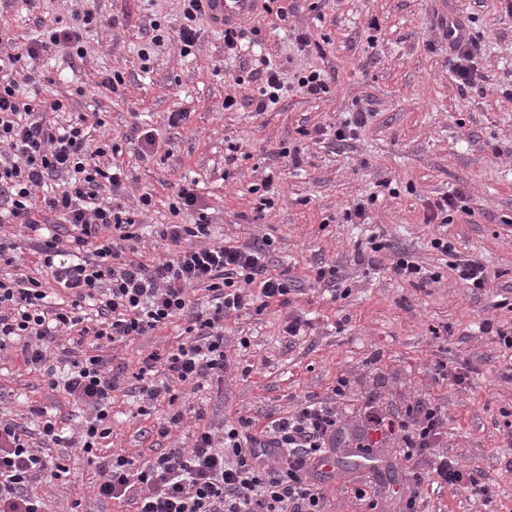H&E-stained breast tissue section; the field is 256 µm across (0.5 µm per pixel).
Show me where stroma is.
I'll use <instances>...</instances> for the list:
<instances>
[{"instance_id": "stroma-1", "label": "stroma", "mask_w": 512, "mask_h": 512, "mask_svg": "<svg viewBox=\"0 0 512 512\" xmlns=\"http://www.w3.org/2000/svg\"><path fill=\"white\" fill-rule=\"evenodd\" d=\"M277 12L258 11L244 22L255 31L256 54L269 58L292 82L300 69H320L329 91L310 96L286 93L265 112L256 111L260 84L249 58L224 53V32L201 23L190 54L171 40L141 62L139 52L153 23L176 29L184 21V0H0V28L24 40L41 25L68 19L71 10L93 12L99 24L86 36V55L62 49L36 61L44 77L42 95L63 103L50 120L65 123L85 115L91 139L110 134L120 147L109 163L125 171L124 203L136 207L143 192L153 195L139 214L145 259L165 257L163 225L192 224L206 217L210 242H246L269 237L270 269L294 280L287 303L228 317V342L251 341L223 382L183 388L175 406L158 402L139 415L138 391L122 385L112 394V438L103 455L133 458L149 449L192 444L196 427L223 429L239 416L257 427L287 416L309 397L327 398L338 378L360 390H375L393 409L414 395L430 397L448 410L441 454L480 468L488 478L489 504L469 498L457 486L424 483L419 512H512V446L504 413L512 410V378L502 372L503 349L481 330L492 319L512 329V12L505 0H277ZM461 17L477 42L479 84L463 89L448 63V44L437 26L440 8ZM310 38L301 48L299 34ZM121 74L116 90L104 87ZM235 104L225 107L226 97ZM172 112L187 113L177 127ZM353 112L368 113L365 126L339 142L334 131ZM155 130L162 145L140 157L137 128ZM298 147L299 160L282 158ZM273 176L271 208L259 209L251 186ZM194 182L200 210L172 214L179 184ZM462 192L463 208L447 224L428 222L430 207ZM365 205L368 219L353 224L349 209ZM378 236L412 255L434 280L412 284L386 270L358 263L356 253ZM445 238L459 253L482 256L491 275L487 288H465L451 258L433 249ZM336 265L347 297L335 299L316 281V269ZM292 314L310 321L305 336L288 342L283 327ZM183 322L152 336L111 346L113 364L135 371L141 357L183 342ZM448 330L451 340L435 338ZM465 363L469 383L438 378L436 361ZM176 409L183 423L171 439L152 428ZM76 428V412L60 393L41 385L16 345L0 349V417L17 419L37 432L40 411ZM67 477L37 488L50 495L51 512H132L131 506L100 501L92 491L98 472L77 448H52ZM366 474L326 472L322 483L329 512H395L379 500L369 510L355 490Z\"/></svg>"}]
</instances>
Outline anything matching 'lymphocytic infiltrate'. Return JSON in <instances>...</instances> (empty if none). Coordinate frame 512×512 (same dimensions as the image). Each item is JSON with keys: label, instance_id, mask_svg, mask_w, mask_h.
<instances>
[{"label": "lymphocytic infiltrate", "instance_id": "f902f5d3", "mask_svg": "<svg viewBox=\"0 0 512 512\" xmlns=\"http://www.w3.org/2000/svg\"><path fill=\"white\" fill-rule=\"evenodd\" d=\"M96 22L92 12L72 13L65 27L44 28L20 51L0 40V145L10 150L9 158H0V224L37 234L41 266L65 294L51 306L41 280L0 277V349L20 341L25 364L86 414L69 437L55 418L45 417L37 447L23 426L0 418V512H46L33 485L44 475L65 474L64 465L48 464L44 454L62 445L81 449L95 466L99 497L132 503L135 512H326L320 473L341 433L349 447L372 455L391 448L407 464L429 455L437 485L458 486L488 502L483 472L437 451L448 424L444 406L419 396L398 413L370 398L352 408L344 378L331 397L306 399L261 429L242 416L219 434L198 429L191 447L168 449L139 465L122 454L102 455L121 376L130 375L145 400L142 416L160 398L176 401V386L223 381L232 365L225 319L263 310L290 294L292 282L271 273L269 238L211 244L203 216L166 225L160 237L167 257L138 259L135 213L119 202L124 172L105 162L118 145L108 138L89 143L83 118L65 126L47 120L62 103L43 98L40 74L22 66L54 47L83 57V34ZM24 83L30 93H21ZM432 246L453 255L451 267L466 288H487L490 272L482 257L458 254L442 238ZM199 287L210 294L200 308L190 297ZM180 317L187 320L186 342L149 353L135 372L112 367L103 354L107 344L136 341ZM63 336L71 337L73 350L61 375L51 358Z\"/></svg>", "mask_w": 512, "mask_h": 512}]
</instances>
